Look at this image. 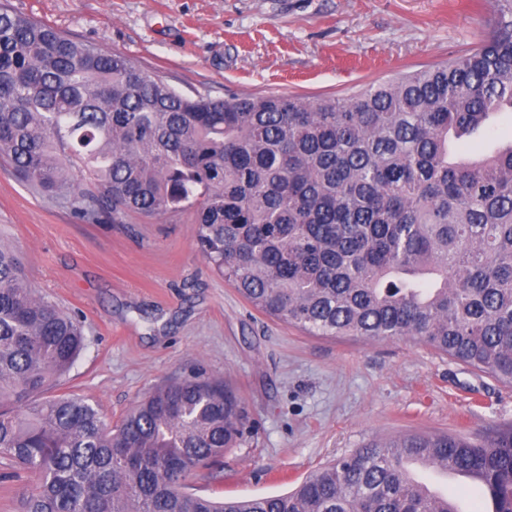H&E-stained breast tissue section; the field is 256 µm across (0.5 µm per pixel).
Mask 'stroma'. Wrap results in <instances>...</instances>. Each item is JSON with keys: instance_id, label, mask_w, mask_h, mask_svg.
Listing matches in <instances>:
<instances>
[{"instance_id": "obj_1", "label": "stroma", "mask_w": 512, "mask_h": 512, "mask_svg": "<svg viewBox=\"0 0 512 512\" xmlns=\"http://www.w3.org/2000/svg\"><path fill=\"white\" fill-rule=\"evenodd\" d=\"M126 55L187 96H346L469 52L494 0H10ZM189 215L94 223L0 161V242L28 282L84 322L58 390L119 420L155 386L194 374L243 401L251 432L191 479L200 494L262 498L375 441L512 425V386L413 339L310 336L252 307L198 251Z\"/></svg>"}]
</instances>
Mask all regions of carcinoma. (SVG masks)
<instances>
[{
    "mask_svg": "<svg viewBox=\"0 0 512 512\" xmlns=\"http://www.w3.org/2000/svg\"><path fill=\"white\" fill-rule=\"evenodd\" d=\"M469 53L341 98L185 96L125 55L0 0V158L73 213L190 212L216 273L312 336L410 338L512 385V144L454 159L512 109V0ZM81 321L0 243V461L34 477L20 512H466L408 465L473 476L512 512V428L377 441L283 495L198 494L187 478L249 429L219 380L156 386L118 422L49 394Z\"/></svg>",
    "mask_w": 512,
    "mask_h": 512,
    "instance_id": "obj_1",
    "label": "carcinoma"
}]
</instances>
